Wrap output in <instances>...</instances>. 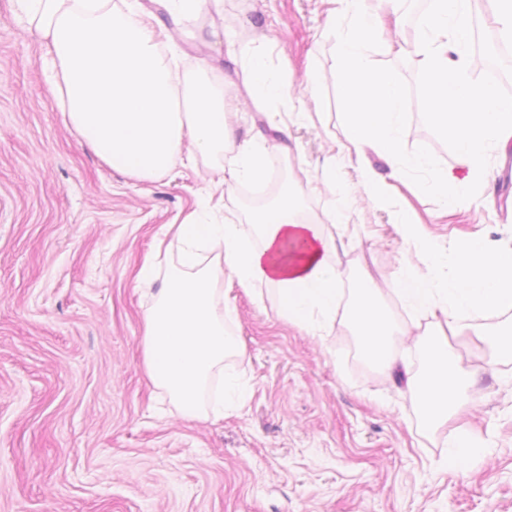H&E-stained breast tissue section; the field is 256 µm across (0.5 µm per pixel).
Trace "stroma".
<instances>
[{"label":"stroma","mask_w":512,"mask_h":512,"mask_svg":"<svg viewBox=\"0 0 512 512\" xmlns=\"http://www.w3.org/2000/svg\"><path fill=\"white\" fill-rule=\"evenodd\" d=\"M333 0H206L189 24H169L183 64L206 61L226 94L231 146L263 136L287 143L285 167L265 195L296 185L318 212L350 197L344 293L371 254L373 286L403 334L395 355L419 370L421 330L393 281L412 260L396 230L398 209L445 246L481 237L512 245V146L489 160L494 180L454 205L400 186L394 205L363 198L342 150ZM384 45L370 59L408 86L420 70V37L406 35L403 6L383 16ZM247 50L268 74L311 82L243 107L253 88L228 62ZM45 40L0 0V512H512V362L484 372L490 353L455 342L479 369L463 421L487 454L448 463L447 428L430 429L405 381L359 353L344 317L312 336L279 319L273 292L234 290L231 332L246 345L224 375H244L245 400L218 421L160 404L144 373L143 312L163 277L138 279L165 225L190 212L212 222L247 219L240 189L184 145L165 174L134 179L102 161L66 126L50 91ZM407 150L426 147L443 171H467L424 123L410 98Z\"/></svg>","instance_id":"stroma-1"}]
</instances>
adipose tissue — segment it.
<instances>
[{"label": "adipose tissue", "instance_id": "ef3b65f1", "mask_svg": "<svg viewBox=\"0 0 512 512\" xmlns=\"http://www.w3.org/2000/svg\"><path fill=\"white\" fill-rule=\"evenodd\" d=\"M17 2L52 47L48 66L66 104V123L102 159L151 178L173 165L183 143L204 156L223 149L229 136L224 95L213 89L207 64L196 61L192 74L179 76L159 42L164 15L192 21L204 0H155L158 15L150 22L136 0L120 8L110 0ZM275 157L269 148L242 145L224 159L225 186L259 181ZM340 220L336 210L322 220L304 218L298 197L285 190L252 212L247 229L232 213L220 224L192 216L167 225L142 265L150 272L160 254L178 251L165 288L145 312L144 370L185 417L209 419L201 400L205 386L223 373L227 358L244 354L227 328L233 310L223 280L248 293L274 291L279 316L309 334L335 320L344 270L330 227ZM397 230L416 255L395 277L400 300L429 318L423 361L408 386L425 423L437 428L468 409L477 376L457 363L451 339L475 337L494 361L512 360V248L467 240L451 261L410 214ZM359 280L345 318L362 355L374 368L405 373L391 349L396 327L371 286L367 262L359 264ZM489 312L501 322L478 324L477 314Z\"/></svg>", "mask_w": 512, "mask_h": 512}]
</instances>
